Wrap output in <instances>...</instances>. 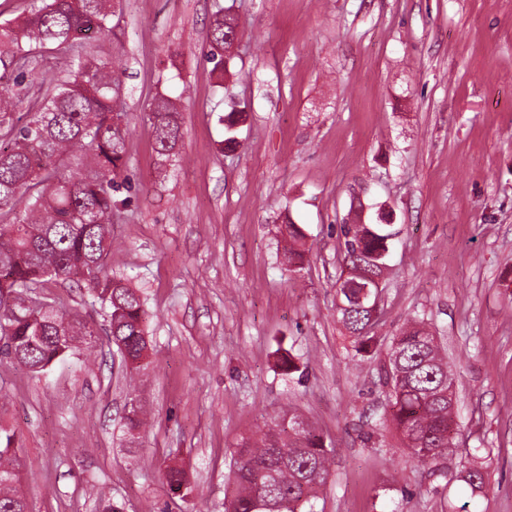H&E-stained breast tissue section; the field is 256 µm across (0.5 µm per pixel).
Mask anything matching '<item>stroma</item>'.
Returning <instances> with one entry per match:
<instances>
[{
	"mask_svg": "<svg viewBox=\"0 0 512 512\" xmlns=\"http://www.w3.org/2000/svg\"><path fill=\"white\" fill-rule=\"evenodd\" d=\"M237 23L212 112L204 53L215 4ZM127 202L106 259L149 313V360L129 377L96 336L43 375L0 361V424L15 432L35 512H93L92 482L122 512H224L241 436L296 410L334 459L314 512H512V0H122ZM181 97L178 153L154 149L142 104ZM390 216L370 353L340 323V227ZM309 248L284 272L278 227ZM69 310L107 317L58 282ZM424 320L454 373L459 444L439 471L382 428L393 336ZM291 353L298 372L277 367ZM150 419L136 438L125 405ZM481 465L486 487L458 478ZM182 467L187 501L161 472Z\"/></svg>",
	"mask_w": 512,
	"mask_h": 512,
	"instance_id": "1",
	"label": "stroma"
}]
</instances>
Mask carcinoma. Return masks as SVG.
Listing matches in <instances>:
<instances>
[{"instance_id":"1","label":"carcinoma","mask_w":512,"mask_h":512,"mask_svg":"<svg viewBox=\"0 0 512 512\" xmlns=\"http://www.w3.org/2000/svg\"><path fill=\"white\" fill-rule=\"evenodd\" d=\"M121 6L122 0H34L26 13L0 22V132L8 139L0 145V211L14 214V223L0 224V336L11 337L0 345V359L35 375L79 354L95 335L86 317L42 294L58 280L84 284L96 294L107 311L105 332L130 371L139 374L149 366L144 300L137 289L109 277L105 262L112 217L123 205L117 193L126 166L125 69L114 52L89 51L80 43L93 33H114L112 19ZM235 36L234 18L216 4L206 58L219 88L229 63L224 51ZM51 53L69 55L65 77L25 118H14L24 98L12 88L43 82L41 61ZM145 112L158 155H175L181 139L177 100L159 92ZM239 121L238 112L225 116L227 150L239 146ZM73 150L82 159L76 173L60 165ZM279 233L282 264L296 272L306 251L303 230L288 221ZM340 234L350 267L346 281L355 287L337 289L338 310L355 351L366 353L375 344L376 316L352 303L349 293L360 287L376 292L374 278L386 267L392 234L385 224H343ZM388 360V417L406 456L435 471L457 445L448 359L426 323L412 320L393 337ZM144 425L142 407L131 405L127 434ZM14 439L0 425V512H32ZM332 455L316 428L288 411L237 442L224 512H313ZM164 478L171 497L183 500L190 493L183 469L170 466Z\"/></svg>"}]
</instances>
